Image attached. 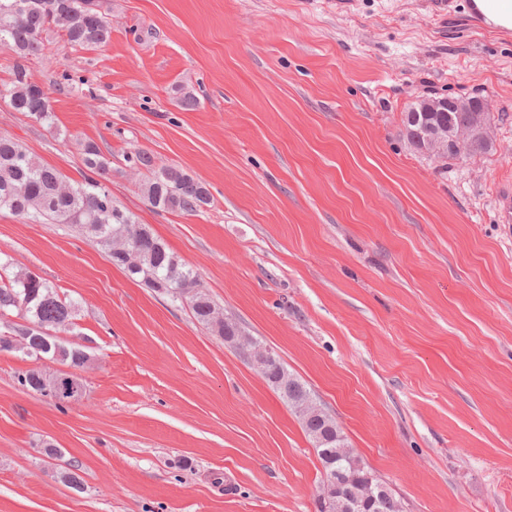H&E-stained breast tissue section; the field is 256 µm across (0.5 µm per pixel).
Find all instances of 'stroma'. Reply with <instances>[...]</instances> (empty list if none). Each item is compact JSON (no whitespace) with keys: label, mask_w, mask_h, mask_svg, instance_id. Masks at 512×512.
I'll list each match as a JSON object with an SVG mask.
<instances>
[{"label":"stroma","mask_w":512,"mask_h":512,"mask_svg":"<svg viewBox=\"0 0 512 512\" xmlns=\"http://www.w3.org/2000/svg\"><path fill=\"white\" fill-rule=\"evenodd\" d=\"M96 3L109 42L48 32L54 62L28 80L52 119L0 101V134L74 181L97 144L113 202L280 357L404 512H512V30L472 0ZM460 95L489 102V147L446 165L403 118ZM139 152L199 178L210 205L155 211ZM1 253L76 304L64 339L91 362L61 409L18 384L33 359L0 351V512H318L298 418L186 303L75 225L1 212ZM82 162L89 171L104 174L109 169V160L93 142H87L82 147Z\"/></svg>","instance_id":"obj_1"}]
</instances>
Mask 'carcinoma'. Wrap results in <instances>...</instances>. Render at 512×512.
Here are the masks:
<instances>
[{
    "mask_svg": "<svg viewBox=\"0 0 512 512\" xmlns=\"http://www.w3.org/2000/svg\"><path fill=\"white\" fill-rule=\"evenodd\" d=\"M51 29L74 47H95L110 40L112 21L93 8L79 5L78 0H0V49L10 52L14 59L11 81L0 85V100L43 123L52 118V100L28 81L26 63L32 59L52 62L43 38ZM461 120L459 112L432 113L426 151L448 160V139L457 135ZM82 162L94 173L103 174L109 169V160L93 142L83 145ZM134 165L150 172L141 191L153 208L192 215L210 204L205 185L183 169L175 165L156 169L153 158L144 152L136 154ZM2 210L38 224H76L84 228L129 277H139L156 291L186 301L197 322L225 342L242 353L263 348L256 338L244 334L235 319L220 312L200 287L196 272L181 263L164 241L114 205L112 195L97 180L86 177L72 183L55 168L36 161L16 141L1 135ZM10 266L8 260L0 262V317L15 311L24 323L7 325V331L0 334V350L21 351L34 360L42 355L75 368L87 367V354L60 337V333L74 328L76 305L31 272L8 274ZM253 363L298 417L323 470H337L342 475L343 487L339 489L327 490L326 480H321L319 512H350L347 504L351 500L359 502L361 512H403L400 500L384 482L365 470L336 420L322 410L311 391L288 372L283 362L268 365L256 356ZM59 378L57 371L32 368L18 375V383L62 408L64 403L52 395Z\"/></svg>",
    "mask_w": 512,
    "mask_h": 512,
    "instance_id": "carcinoma-1",
    "label": "carcinoma"
}]
</instances>
